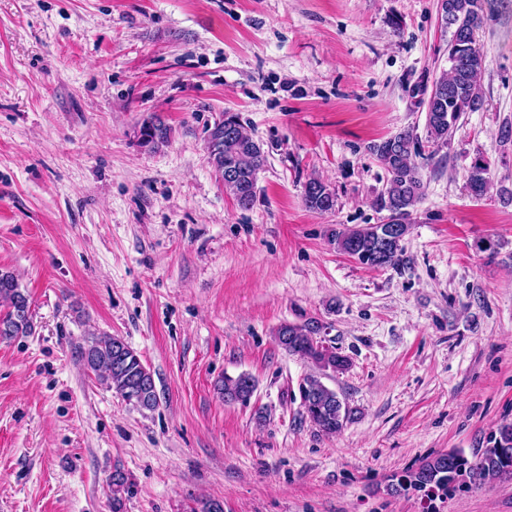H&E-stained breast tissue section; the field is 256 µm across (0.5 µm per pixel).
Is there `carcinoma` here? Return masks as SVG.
I'll return each mask as SVG.
<instances>
[{"label": "carcinoma", "instance_id": "cac0c4a2", "mask_svg": "<svg viewBox=\"0 0 512 512\" xmlns=\"http://www.w3.org/2000/svg\"><path fill=\"white\" fill-rule=\"evenodd\" d=\"M441 11L453 31L448 41L450 68L433 81L438 92L429 97L426 106L427 141L434 144L448 143L462 115L481 108V78L486 68L484 54L474 45L476 32L486 23L482 0H444ZM228 127L233 130L231 136L225 133ZM169 136L170 128L155 116L145 119L139 128V142L144 147L162 146L168 143ZM207 143L211 163L224 179V188L239 206L251 207L256 201L257 174L267 163L262 144L247 132L233 112L224 113V118L208 129ZM373 153L389 173L385 188L375 199L378 209L389 212L388 222L346 228L333 234L332 242L337 251L369 268L394 267L402 261L403 246H385L383 235L390 224L408 225L412 211L424 195L425 186L416 163L421 145L414 130L406 129L374 145ZM490 186L489 164L478 158L468 171L467 187L472 196L481 198ZM303 202L312 211L326 213L335 209L336 196L328 185L314 178L305 185ZM0 306L4 308L0 313L1 339L31 333L33 312L29 296L9 272L0 271ZM321 329L322 325L311 319L282 324L275 336L288 354L310 361L318 370V374L308 375L299 386L301 413L319 432L334 435L350 420L351 410L340 405V397L321 381V376L345 371L349 360L336 347L317 340ZM81 355L87 368L126 400L149 410L157 406L151 371L123 339L96 338L82 349ZM254 390L255 380L247 374L224 378V398L229 401H246ZM504 478H512V423L500 424L490 435L486 448L472 458L457 451L438 453L418 468L406 471L391 488L395 492L412 489L431 498L438 493L449 495L466 483L479 487ZM109 486L112 512H123L122 492L128 486L121 468H114Z\"/></svg>", "mask_w": 512, "mask_h": 512}]
</instances>
